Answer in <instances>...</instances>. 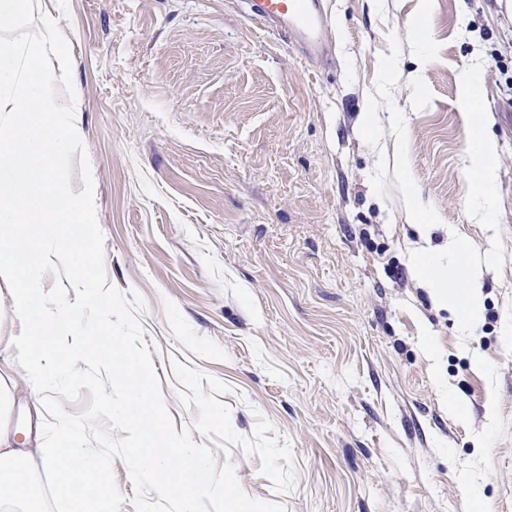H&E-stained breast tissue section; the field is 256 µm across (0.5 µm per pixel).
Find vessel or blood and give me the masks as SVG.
Masks as SVG:
<instances>
[{
  "label": "vessel or blood",
  "instance_id": "vessel-or-blood-1",
  "mask_svg": "<svg viewBox=\"0 0 512 512\" xmlns=\"http://www.w3.org/2000/svg\"><path fill=\"white\" fill-rule=\"evenodd\" d=\"M247 17L261 31L289 41L303 60L329 56L328 0H248Z\"/></svg>",
  "mask_w": 512,
  "mask_h": 512
}]
</instances>
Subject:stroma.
<instances>
[{"label":"stroma","instance_id":"1","mask_svg":"<svg viewBox=\"0 0 512 512\" xmlns=\"http://www.w3.org/2000/svg\"><path fill=\"white\" fill-rule=\"evenodd\" d=\"M70 46L75 123L109 284L139 315L176 429L198 409L172 361L226 384L251 435L289 441L285 512H512V0H331L330 66L255 30L234 0H38ZM497 144L491 198L469 169V73ZM436 216L429 238L420 212ZM482 257L464 331L416 261L465 288L448 235ZM0 283L13 426L60 436L18 364Z\"/></svg>","mask_w":512,"mask_h":512}]
</instances>
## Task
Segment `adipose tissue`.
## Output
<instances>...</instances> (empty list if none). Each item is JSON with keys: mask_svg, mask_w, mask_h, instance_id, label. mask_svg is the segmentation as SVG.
I'll return each mask as SVG.
<instances>
[{"mask_svg": "<svg viewBox=\"0 0 512 512\" xmlns=\"http://www.w3.org/2000/svg\"><path fill=\"white\" fill-rule=\"evenodd\" d=\"M488 116L483 112L469 115V126L476 142L470 156L472 171L481 183H490L493 173L491 160L496 152L493 140L485 134ZM52 467L58 475L63 491L72 495L71 512H85L88 496L78 495L83 485L88 461L82 448L77 444L58 449L51 457H36L35 454L21 456L12 446L10 433L0 427V512H41L32 480L37 465Z\"/></svg>", "mask_w": 512, "mask_h": 512, "instance_id": "obj_1", "label": "adipose tissue"}]
</instances>
